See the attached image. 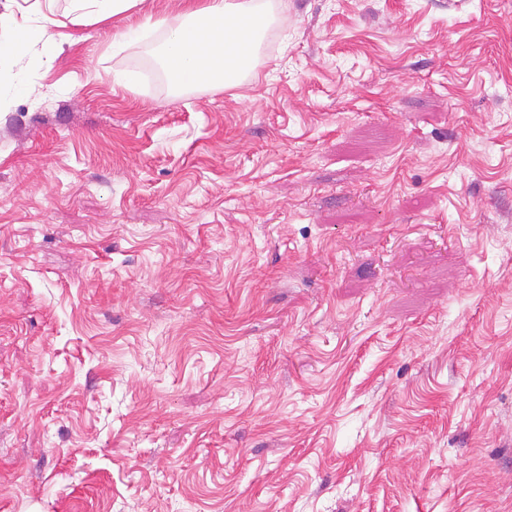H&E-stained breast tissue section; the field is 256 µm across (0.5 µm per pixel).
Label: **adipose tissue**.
I'll return each instance as SVG.
<instances>
[{"instance_id": "1", "label": "adipose tissue", "mask_w": 512, "mask_h": 512, "mask_svg": "<svg viewBox=\"0 0 512 512\" xmlns=\"http://www.w3.org/2000/svg\"><path fill=\"white\" fill-rule=\"evenodd\" d=\"M145 0H34L21 8L18 0H6L0 7V64L26 57L35 44H42L46 59H55L60 39L51 34L59 19L74 25H86L119 18L141 7ZM247 22L252 39H260L269 22L257 0H195L168 24L161 54L172 62L174 74L188 77L194 71L205 72L213 66L215 42H222L224 63L237 67L226 77V86L240 84L255 69L254 59L242 56L231 28Z\"/></svg>"}]
</instances>
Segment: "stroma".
<instances>
[{
    "instance_id": "1",
    "label": "stroma",
    "mask_w": 512,
    "mask_h": 512,
    "mask_svg": "<svg viewBox=\"0 0 512 512\" xmlns=\"http://www.w3.org/2000/svg\"><path fill=\"white\" fill-rule=\"evenodd\" d=\"M281 2L0 71V512H512V0ZM257 0H203L190 4L179 15V22L168 23L166 19L153 21L151 14H143L137 26L119 28L113 44L124 47L139 41L144 28L167 26L166 37L161 45V54L172 62L177 77H190L197 68L206 72L213 67L214 44L221 40L224 50L225 87L240 84L255 69L256 48L269 18L262 14ZM240 21L248 23L253 41V50L243 57L238 40L230 27ZM228 66L239 68L236 75L226 73Z\"/></svg>"
}]
</instances>
